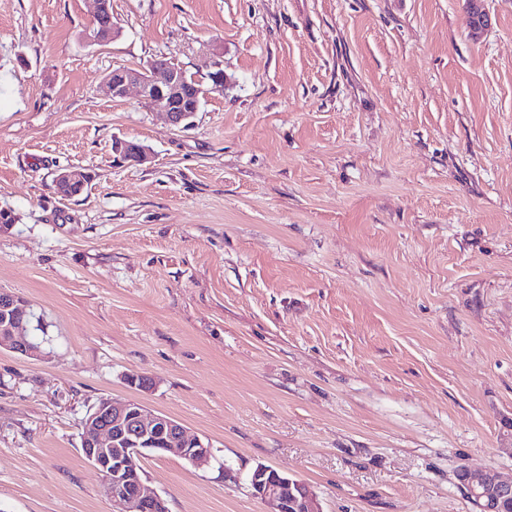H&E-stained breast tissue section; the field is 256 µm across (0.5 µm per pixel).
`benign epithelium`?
<instances>
[{"label":"benign epithelium","instance_id":"benign-epithelium-1","mask_svg":"<svg viewBox=\"0 0 512 512\" xmlns=\"http://www.w3.org/2000/svg\"><path fill=\"white\" fill-rule=\"evenodd\" d=\"M92 24L84 32L89 44H100L113 38L111 0H93ZM472 19L471 34L478 36L489 25L490 17L483 0H469ZM136 87L147 106L166 115L174 126L193 116L184 108L189 100H199L202 88L184 79V72L173 64L154 63L142 70L118 67L103 81L105 94L114 99L127 96ZM115 150L131 164H144L150 159L147 149L133 141L115 142ZM83 182V175L63 171L56 175L57 194L74 197V189ZM29 308L28 302L15 294L0 291V341L24 357L39 355V346L26 334L19 318ZM81 451L86 461L98 470L104 482L112 512H159L164 500L149 491L141 481L133 492H127L130 476L137 470V461L145 452L157 450L201 465L209 461L211 448L199 438L190 437L173 418L155 413L135 399L103 398L81 425ZM459 483L469 498L485 500L483 512H503L512 506V479L505 480L494 468L480 472L462 470ZM253 497L269 503L274 512H322L310 487L288 474L269 466L258 465L249 477Z\"/></svg>","mask_w":512,"mask_h":512}]
</instances>
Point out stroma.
Segmentation results:
<instances>
[{
    "label": "stroma",
    "instance_id": "stroma-1",
    "mask_svg": "<svg viewBox=\"0 0 512 512\" xmlns=\"http://www.w3.org/2000/svg\"><path fill=\"white\" fill-rule=\"evenodd\" d=\"M484 7L474 39L466 0H112L89 45L90 0H0V291L41 350L0 345V512H112L105 397L211 448L143 458L168 512H269L260 464L322 512L512 478V0ZM157 58L207 91L188 126L100 90ZM93 2V21L85 29L84 40L89 44H100L111 40L114 35L112 5L110 0H93Z\"/></svg>",
    "mask_w": 512,
    "mask_h": 512
}]
</instances>
